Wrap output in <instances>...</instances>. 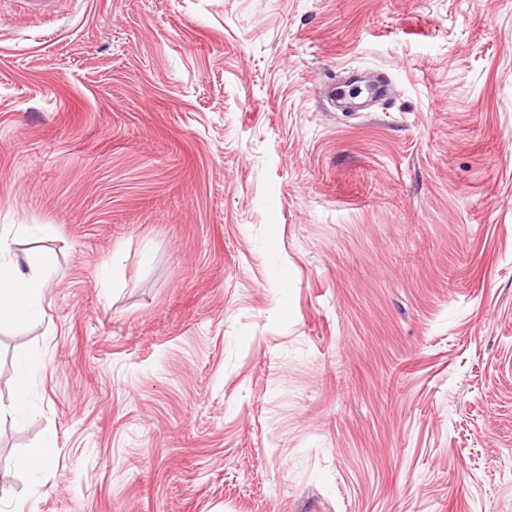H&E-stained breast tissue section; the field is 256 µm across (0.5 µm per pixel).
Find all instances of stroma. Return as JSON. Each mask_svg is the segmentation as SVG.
Instances as JSON below:
<instances>
[{
	"instance_id": "1",
	"label": "stroma",
	"mask_w": 512,
	"mask_h": 512,
	"mask_svg": "<svg viewBox=\"0 0 512 512\" xmlns=\"http://www.w3.org/2000/svg\"><path fill=\"white\" fill-rule=\"evenodd\" d=\"M0 256V512H512V0H0ZM343 73L341 84L333 86L329 93L337 111L348 112L356 100L386 102L396 93L395 87L383 74L367 76L362 70L355 69ZM47 270L18 261H0V321L37 323L42 314V296Z\"/></svg>"
}]
</instances>
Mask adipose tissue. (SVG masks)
I'll return each instance as SVG.
<instances>
[{"label":"adipose tissue","instance_id":"ef3b65f1","mask_svg":"<svg viewBox=\"0 0 512 512\" xmlns=\"http://www.w3.org/2000/svg\"><path fill=\"white\" fill-rule=\"evenodd\" d=\"M46 276V268L39 265L0 261V320L37 323Z\"/></svg>","mask_w":512,"mask_h":512}]
</instances>
